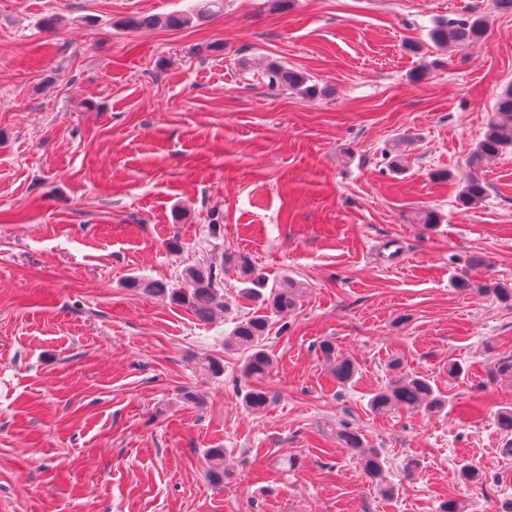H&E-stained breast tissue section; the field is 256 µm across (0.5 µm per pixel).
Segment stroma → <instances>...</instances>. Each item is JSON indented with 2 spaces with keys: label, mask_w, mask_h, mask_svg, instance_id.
I'll list each match as a JSON object with an SVG mask.
<instances>
[{
  "label": "stroma",
  "mask_w": 512,
  "mask_h": 512,
  "mask_svg": "<svg viewBox=\"0 0 512 512\" xmlns=\"http://www.w3.org/2000/svg\"><path fill=\"white\" fill-rule=\"evenodd\" d=\"M195 3L0 0V512H512L496 421L512 383L493 375L512 361V306L477 290L512 284V150L471 162L512 83V13L224 0L183 28L124 26ZM474 5L483 41L430 42ZM273 59L318 95L269 88ZM473 172L488 194L465 210ZM428 210L438 224H421ZM241 257L308 288L271 317L259 414L224 348L254 308ZM210 264L228 310L205 324L137 286L179 288ZM326 339L355 361L351 383L324 363ZM208 357L220 377L201 371ZM395 359L439 387L446 414H371ZM452 361L465 376L449 379ZM343 426L381 450L392 494L337 443ZM464 461L482 484L461 482Z\"/></svg>",
  "instance_id": "stroma-1"
}]
</instances>
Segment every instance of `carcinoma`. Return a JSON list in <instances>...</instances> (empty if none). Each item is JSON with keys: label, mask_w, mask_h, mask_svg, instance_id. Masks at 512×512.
I'll use <instances>...</instances> for the list:
<instances>
[{"label": "carcinoma", "mask_w": 512, "mask_h": 512, "mask_svg": "<svg viewBox=\"0 0 512 512\" xmlns=\"http://www.w3.org/2000/svg\"><path fill=\"white\" fill-rule=\"evenodd\" d=\"M224 7V0H200L196 12L174 14L164 18L171 28L188 25L195 18L204 19ZM487 31L485 15L475 11L469 15L455 19H439L429 31V39L437 47L451 45L455 48H466L480 43ZM268 84L294 90L302 95L315 93V86L310 78L280 61L268 63L263 73ZM512 149V85L505 88L496 98L494 116L487 124L482 138L478 141L474 160L480 161L494 157L499 153ZM487 196V184L477 174H470L457 195V204L469 209L482 202ZM240 274L244 284L243 294L270 306L273 313L286 314L293 311L303 297L301 285L286 281L280 285L268 286L266 275L245 259L239 260ZM185 287L168 288L162 282L152 281L139 283V286L159 294H167L172 301L191 310L195 318L203 323L210 322L217 311L225 308L224 296L221 295L220 269L208 267H192L184 272ZM269 293H264V290ZM479 290L494 296L499 302L512 306V286L489 282L479 286ZM270 316L259 310L251 315L235 321V325L225 340L224 346L238 350L243 355L242 375L249 380V389L244 394L245 406L255 412L263 411L269 405L268 392L262 387L269 375L272 359L264 346L269 331ZM323 359L331 366V373L336 383L344 386L350 383L357 373L355 363L336 351V346L329 340L320 344ZM390 368L395 375L387 385L372 394L369 407L375 413L386 414L400 409L423 408L430 413H439L448 405L441 392L434 389L430 379L403 373L400 364L394 361ZM336 439L340 445L349 448L364 461L366 472L371 478L382 483L383 462L381 452L377 448L366 446L362 436L355 430L344 427L336 430ZM207 476L215 484L224 481V449L211 448L207 453Z\"/></svg>", "instance_id": "1"}]
</instances>
